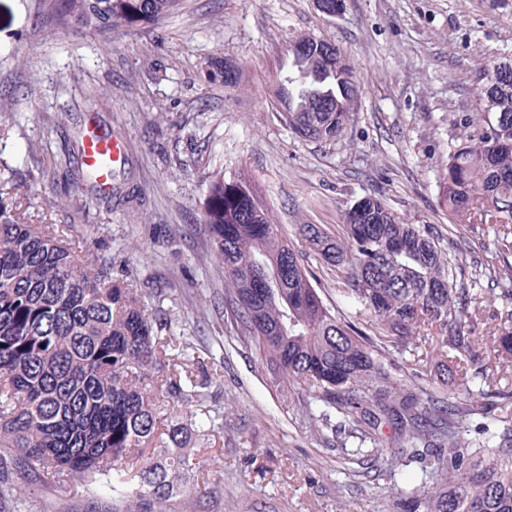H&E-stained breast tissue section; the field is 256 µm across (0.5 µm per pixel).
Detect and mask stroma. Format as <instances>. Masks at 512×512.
I'll return each instance as SVG.
<instances>
[{"label":"stroma","mask_w":512,"mask_h":512,"mask_svg":"<svg viewBox=\"0 0 512 512\" xmlns=\"http://www.w3.org/2000/svg\"><path fill=\"white\" fill-rule=\"evenodd\" d=\"M41 0H0V181L14 200L63 230L78 254L112 259L117 278L140 286L145 306L171 320L198 357L216 415L192 444L205 461L194 490L165 512H404L409 491L436 465L419 449L385 472L346 454L343 432L318 429L297 388L277 387L254 350L237 340L224 307V270L203 222L206 180L247 175L302 254L324 301L359 331L368 314L337 291L336 270L299 237L315 224L342 237L346 210L384 198L394 217L453 242L458 282L478 295L480 351L502 307L494 278L507 272L491 225L450 221L440 180L460 143L486 64L512 60V0H184L157 28L108 34L68 28L47 35ZM335 45L352 65L358 99L330 143L297 137L278 116L273 89L290 39ZM235 86L211 80L223 66ZM110 95L96 109L92 92ZM123 144L113 195L91 182H53V156L88 126ZM21 489L0 512H90L111 498L8 473Z\"/></svg>","instance_id":"1"}]
</instances>
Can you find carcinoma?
<instances>
[{
	"mask_svg": "<svg viewBox=\"0 0 512 512\" xmlns=\"http://www.w3.org/2000/svg\"><path fill=\"white\" fill-rule=\"evenodd\" d=\"M61 27L105 32L157 26L181 0H45ZM275 97L281 118L308 141L336 140L357 100L351 64L336 47L301 36L288 45ZM473 131L448 152L442 196L457 221L492 224L499 253L512 252V61L483 70ZM203 222L224 268L239 342L258 352L278 383L333 409L355 453L389 467L394 442L418 441L441 465L420 512H512V421L494 416L485 438H463L464 422L493 404L487 369L476 365L477 296L460 286L451 253L431 233L396 221L385 200L365 195L345 212L334 239L315 224L299 235L338 271V292L366 310L364 335L326 304L288 237L272 222L253 182L207 178ZM488 355L512 356V281ZM169 322L148 313L138 289L112 275L105 257L76 254L51 224H34L15 204L0 208V464L24 463L57 482L112 483L129 512H159L200 470L188 432L216 418L179 412L206 383L174 370L182 352ZM436 351L441 387L422 398L392 382L387 358L414 364ZM394 425V440L375 436ZM373 446L364 447L366 440Z\"/></svg>",
	"mask_w": 512,
	"mask_h": 512,
	"instance_id": "cac0c4a2",
	"label": "carcinoma"
}]
</instances>
